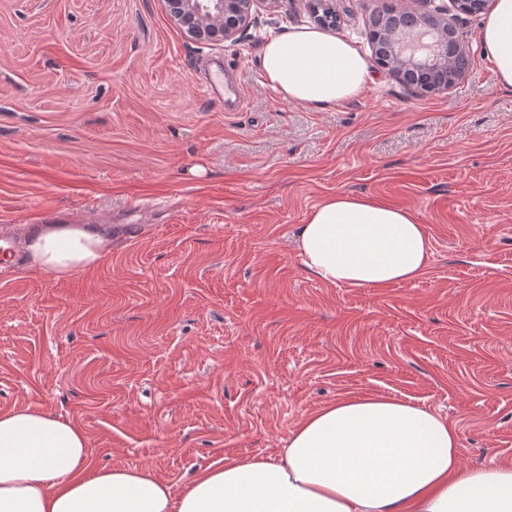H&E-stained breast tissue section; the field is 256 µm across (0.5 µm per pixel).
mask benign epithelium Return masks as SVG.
<instances>
[{
    "mask_svg": "<svg viewBox=\"0 0 512 512\" xmlns=\"http://www.w3.org/2000/svg\"><path fill=\"white\" fill-rule=\"evenodd\" d=\"M270 0H164L165 8L186 30L200 40L204 36L224 41L238 40L260 5ZM451 7L433 12L409 9L390 18L373 14L376 60L400 75L418 92L448 89L440 80L450 67L456 77L466 73L471 55L464 28L456 15H478L488 0H450Z\"/></svg>",
    "mask_w": 512,
    "mask_h": 512,
    "instance_id": "obj_1",
    "label": "benign epithelium"
}]
</instances>
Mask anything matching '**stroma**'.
<instances>
[{
    "label": "stroma",
    "mask_w": 512,
    "mask_h": 512,
    "mask_svg": "<svg viewBox=\"0 0 512 512\" xmlns=\"http://www.w3.org/2000/svg\"><path fill=\"white\" fill-rule=\"evenodd\" d=\"M370 51L371 0H333ZM466 16L448 91L371 64L337 110L283 100L265 40L313 26L270 0L241 41L189 39L162 0H0V238L63 219L112 232L56 278L0 250V408L80 424L92 464L183 488L225 455L273 454L347 393L445 414L464 465L512 459V87ZM242 104L209 99L215 64ZM337 193L409 210L427 271L387 288L308 275L295 240Z\"/></svg>",
    "instance_id": "obj_1"
}]
</instances>
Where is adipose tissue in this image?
Here are the masks:
<instances>
[{"label": "adipose tissue", "mask_w": 512, "mask_h": 512, "mask_svg": "<svg viewBox=\"0 0 512 512\" xmlns=\"http://www.w3.org/2000/svg\"><path fill=\"white\" fill-rule=\"evenodd\" d=\"M486 58L512 86V0H492L481 27ZM266 83L317 110L358 98L372 79L348 41L292 27L266 41ZM98 228L34 224L32 263L58 277L96 269ZM296 249L315 278L351 288L418 279L431 239L413 214L349 193L325 198L299 228ZM447 416L375 394H348L303 415L282 448L227 456L182 489L149 468L93 467L78 423L32 407L0 409V512H512V461L466 466Z\"/></svg>", "instance_id": "1"}]
</instances>
